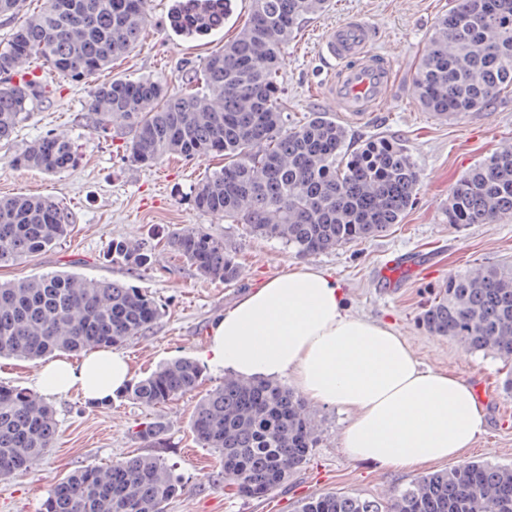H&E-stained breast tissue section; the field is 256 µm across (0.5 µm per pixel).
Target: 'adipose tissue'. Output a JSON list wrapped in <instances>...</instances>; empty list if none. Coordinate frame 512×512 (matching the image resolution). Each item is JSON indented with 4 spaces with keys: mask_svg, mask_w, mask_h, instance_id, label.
<instances>
[{
    "mask_svg": "<svg viewBox=\"0 0 512 512\" xmlns=\"http://www.w3.org/2000/svg\"><path fill=\"white\" fill-rule=\"evenodd\" d=\"M206 355L239 378L291 376L308 402L350 411L345 451L383 467L458 457L484 430L486 409L471 385L423 368L392 327L349 314L327 270H296L245 293L213 321ZM131 379L122 352L99 348L78 363L46 364L34 386L45 396L78 390L104 400Z\"/></svg>",
    "mask_w": 512,
    "mask_h": 512,
    "instance_id": "adipose-tissue-1",
    "label": "adipose tissue"
}]
</instances>
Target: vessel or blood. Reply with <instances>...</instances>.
Instances as JSON below:
<instances>
[{
    "instance_id": "b4317fda",
    "label": "vessel or blood",
    "mask_w": 512,
    "mask_h": 512,
    "mask_svg": "<svg viewBox=\"0 0 512 512\" xmlns=\"http://www.w3.org/2000/svg\"><path fill=\"white\" fill-rule=\"evenodd\" d=\"M375 28L356 15L330 27L321 39L328 65L324 94L353 118L375 111L393 90V68L387 56L373 49Z\"/></svg>"
}]
</instances>
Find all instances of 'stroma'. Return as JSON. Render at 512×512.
Segmentation results:
<instances>
[{
  "mask_svg": "<svg viewBox=\"0 0 512 512\" xmlns=\"http://www.w3.org/2000/svg\"><path fill=\"white\" fill-rule=\"evenodd\" d=\"M177 0H148L147 22L137 46L103 79L155 76L178 88L188 65L221 50L251 15L252 0H234L221 32L195 38L181 36L170 17ZM452 0H330L325 12L307 20L282 52L281 82L288 111L295 120L313 112H335V104L319 94L323 77L319 45L324 32L348 14L375 23L374 47L396 72L392 96L376 112L349 120L355 142L386 135L404 140L420 171L415 203L403 218L379 237L334 250L300 256L281 241L253 235L242 224L195 209V187L223 166L214 156L165 158L146 168L129 161L130 129L105 138L79 121L95 87L75 86L48 66L39 71L48 99L29 106L15 134L0 142V197L18 194L54 200L72 215L70 236L38 256L0 268V280L67 272L120 281L145 290L163 307L153 329L122 351L134 377L178 357L202 360L213 320L247 291L267 278L302 266L335 272L347 292L351 314L392 325L412 345L423 367L444 370L470 385L485 384L487 424L462 457L439 462L452 469L470 461L512 465V395L502 389L501 359L466 350L457 341L428 334L419 322L427 304L450 274L512 263V219L495 224L460 226L446 223L443 209L455 181L487 156L512 149V93L486 112L441 119L424 110L412 94V76L439 20ZM71 141L77 162L68 171L48 175L16 166L14 159L42 135ZM201 226L236 252L239 276L232 284L200 277L186 261L163 247V239ZM121 239L151 248L150 269L135 274L113 261L109 249ZM413 252L419 269L399 278L396 287L377 285L379 270L395 256ZM223 370L206 367L201 385L155 407L113 398L99 407L73 391L52 398L57 430L51 448L26 471L0 481V512H42L55 483L86 466L109 467L132 455L160 458L178 477L181 488L164 512H296L299 503L329 491H344L388 500L399 487L417 480V473L372 465L351 458L342 444L349 412L335 406H306L318 429V442L307 462L267 498L252 500L225 490L222 463L213 450L193 437L190 424L197 404L223 384ZM158 420L165 428L164 447L138 438L142 422Z\"/></svg>",
  "mask_w": 512,
  "mask_h": 512,
  "instance_id": "1",
  "label": "stroma"
}]
</instances>
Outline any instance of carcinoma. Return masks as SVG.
Returning <instances> with one entry per match:
<instances>
[{
  "instance_id": "obj_1",
  "label": "carcinoma",
  "mask_w": 512,
  "mask_h": 512,
  "mask_svg": "<svg viewBox=\"0 0 512 512\" xmlns=\"http://www.w3.org/2000/svg\"><path fill=\"white\" fill-rule=\"evenodd\" d=\"M248 22L222 51L191 66L177 92L158 78L113 79L92 92L85 125L111 136L110 122H128L130 161L153 166L166 155L224 157V168L194 189L196 209L280 240L299 255L366 240L399 224L414 205L416 163L402 140L378 136L359 146L350 128L326 112L290 120L280 81V56L328 0H253ZM146 0H41L40 9L0 46V141L11 137L28 106L45 93L42 78L20 65L41 61L73 85L83 84L133 48L146 23ZM230 0H182L172 26L185 35L224 26ZM415 99L441 117L482 112L512 92V0H454L439 21L412 77ZM266 149L252 152L256 143ZM15 163L54 175L72 168L71 143L46 135ZM450 224H493L512 217V151L491 155L450 191ZM70 213L43 197L0 198V266L34 257L71 232ZM168 245L206 279L233 282L235 254L202 227ZM112 259L139 273L149 250L118 240ZM161 316L146 290L115 281L54 273L0 283V356L37 359L55 351L112 348L145 335ZM421 322L432 336L457 340L475 353H494L507 367L512 394V265L451 274ZM204 368L177 358L132 383L124 396L164 404L196 388ZM191 430L224 458V486L260 499L301 468L316 429L298 400L272 381L232 378L199 403ZM161 422L137 435L164 445ZM52 407L21 388L0 386V480L25 469L51 447ZM178 486L167 466L136 455L107 469L85 467L55 485L43 512H163ZM297 512H512V465L484 461L441 470L401 487L381 503L327 492Z\"/></svg>"
}]
</instances>
